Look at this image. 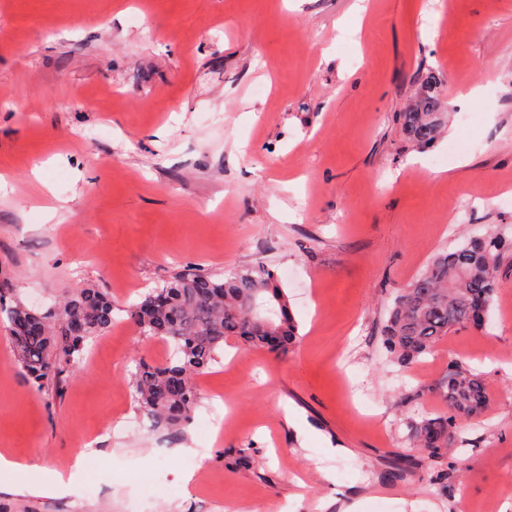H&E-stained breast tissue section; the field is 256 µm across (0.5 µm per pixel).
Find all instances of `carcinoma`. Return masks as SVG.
I'll return each instance as SVG.
<instances>
[{
	"label": "carcinoma",
	"instance_id": "carcinoma-1",
	"mask_svg": "<svg viewBox=\"0 0 512 512\" xmlns=\"http://www.w3.org/2000/svg\"><path fill=\"white\" fill-rule=\"evenodd\" d=\"M440 99L423 97L401 113L409 138L433 142L444 123ZM512 261V241L495 232L471 234L432 255L425 269L396 295L383 344L401 369L431 354L449 333L479 325L501 288L499 272ZM139 332L163 336L172 347L165 366L144 362L130 373L139 410L173 441L182 437L199 400L195 379L220 358L224 340L246 347L287 349L298 337L288 296L274 271L244 267L225 275L187 267L161 288L126 309ZM10 324L15 361L39 392L60 396L85 343L112 327V300L97 288H76L41 312L20 300L0 303ZM449 411L414 425L412 439L434 455L448 447L456 429L481 417L490 402L482 376L452 365L440 383Z\"/></svg>",
	"mask_w": 512,
	"mask_h": 512
}]
</instances>
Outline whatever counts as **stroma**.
<instances>
[{"label":"stroma","mask_w":512,"mask_h":512,"mask_svg":"<svg viewBox=\"0 0 512 512\" xmlns=\"http://www.w3.org/2000/svg\"><path fill=\"white\" fill-rule=\"evenodd\" d=\"M352 3L0 0V291L46 307L89 285L115 307L59 397L31 387L0 322V455L65 471L90 452L68 495L0 470V512H512V264L487 325L405 369L381 337L458 233L512 238V0H367L359 21ZM429 93L448 122L422 146L398 115ZM258 264L298 338L226 337L234 363L197 378L173 443L129 384L170 348L126 309L184 267ZM453 364L490 404L433 457L411 426L447 411ZM222 390L216 440L202 420Z\"/></svg>","instance_id":"stroma-1"}]
</instances>
